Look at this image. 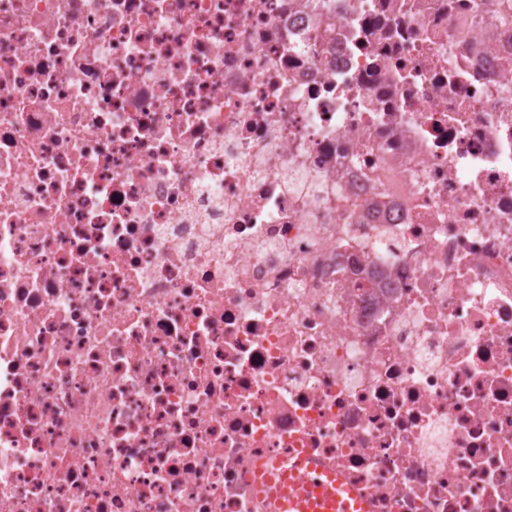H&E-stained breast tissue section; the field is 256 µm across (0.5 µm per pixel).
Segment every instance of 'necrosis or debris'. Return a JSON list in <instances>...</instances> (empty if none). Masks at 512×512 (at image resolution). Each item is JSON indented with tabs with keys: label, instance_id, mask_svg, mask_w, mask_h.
Segmentation results:
<instances>
[{
	"label": "necrosis or debris",
	"instance_id": "4bbe7bcc",
	"mask_svg": "<svg viewBox=\"0 0 512 512\" xmlns=\"http://www.w3.org/2000/svg\"><path fill=\"white\" fill-rule=\"evenodd\" d=\"M512 0H0V512H512ZM277 507L284 512H359L366 506L354 492L332 473L324 471L321 464L298 456L296 460L281 465ZM288 487L292 489L288 491Z\"/></svg>",
	"mask_w": 512,
	"mask_h": 512
}]
</instances>
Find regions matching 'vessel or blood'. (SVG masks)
Segmentation results:
<instances>
[{
	"mask_svg": "<svg viewBox=\"0 0 512 512\" xmlns=\"http://www.w3.org/2000/svg\"><path fill=\"white\" fill-rule=\"evenodd\" d=\"M276 497L280 512H360L362 508L350 487L302 455L284 464Z\"/></svg>",
	"mask_w": 512,
	"mask_h": 512,
	"instance_id": "b4317fda",
	"label": "vessel or blood"
}]
</instances>
